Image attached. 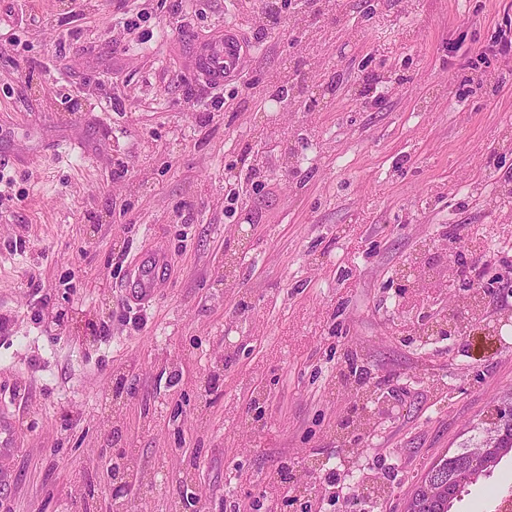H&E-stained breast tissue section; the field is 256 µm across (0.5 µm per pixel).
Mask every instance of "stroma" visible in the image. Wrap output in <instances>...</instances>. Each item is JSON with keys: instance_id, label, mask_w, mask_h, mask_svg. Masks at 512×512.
<instances>
[{"instance_id": "1", "label": "stroma", "mask_w": 512, "mask_h": 512, "mask_svg": "<svg viewBox=\"0 0 512 512\" xmlns=\"http://www.w3.org/2000/svg\"><path fill=\"white\" fill-rule=\"evenodd\" d=\"M298 4L217 93L199 50L253 40L261 0H0V512H171L192 471L205 512H404L512 401V0H321L316 28ZM280 126L293 159L254 177L242 146ZM480 286L467 335H429L434 298ZM105 448L152 492L115 500ZM451 512H512V452ZM164 266H166L165 257L153 255L134 267L132 285L138 298L146 299L154 293L157 279Z\"/></svg>"}]
</instances>
